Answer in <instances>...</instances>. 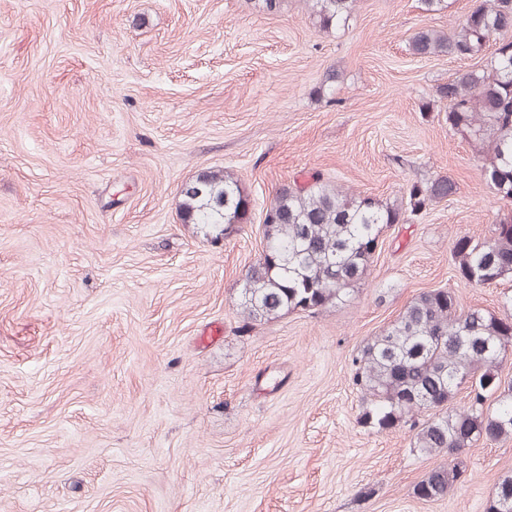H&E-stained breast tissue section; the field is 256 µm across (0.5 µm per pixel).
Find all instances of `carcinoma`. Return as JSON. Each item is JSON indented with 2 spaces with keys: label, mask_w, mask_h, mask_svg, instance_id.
Returning a JSON list of instances; mask_svg holds the SVG:
<instances>
[{
  "label": "carcinoma",
  "mask_w": 512,
  "mask_h": 512,
  "mask_svg": "<svg viewBox=\"0 0 512 512\" xmlns=\"http://www.w3.org/2000/svg\"><path fill=\"white\" fill-rule=\"evenodd\" d=\"M321 30L349 25L357 0H308ZM411 55L466 60L489 51L477 69L456 72L436 87L422 111H445L448 127L478 146L481 174L504 199H512V0H479L450 34L428 29L408 41ZM456 193L450 178L413 183L408 209L350 191L317 173L302 186L282 187L262 224L266 256L250 265L240 289L246 325L269 322L289 311L315 313L345 304L365 281L384 228L407 221ZM182 223L200 224L215 237L249 222L252 200L240 180L224 170H204L180 190ZM460 281L485 286L512 277V214L491 225L482 240L457 239L450 250ZM512 296L502 314L459 307L454 293L420 292L398 318L368 337L353 357L360 393V421L383 432L407 426L411 448L422 457L454 460L479 440L512 437V385L502 387L500 367L512 350ZM469 390L470 402L452 405ZM460 463L437 467L421 481L431 499L448 495ZM487 512H512V474L496 485Z\"/></svg>",
  "instance_id": "carcinoma-1"
}]
</instances>
